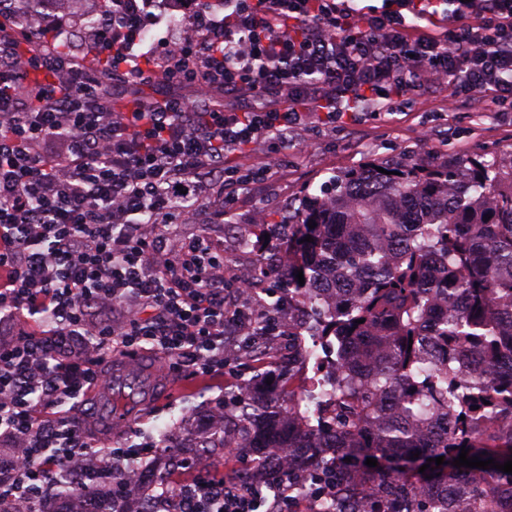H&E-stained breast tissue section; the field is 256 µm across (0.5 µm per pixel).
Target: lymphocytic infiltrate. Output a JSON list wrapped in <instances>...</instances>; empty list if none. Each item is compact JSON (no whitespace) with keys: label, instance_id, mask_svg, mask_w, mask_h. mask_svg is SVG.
Segmentation results:
<instances>
[{"label":"lymphocytic infiltrate","instance_id":"f902f5d3","mask_svg":"<svg viewBox=\"0 0 512 512\" xmlns=\"http://www.w3.org/2000/svg\"><path fill=\"white\" fill-rule=\"evenodd\" d=\"M112 0L98 42L122 93L165 85L156 102L109 107L100 80L59 52L20 60L0 38V512H33L70 458L97 498L138 505L157 446L102 448L52 409L100 387L115 356L153 352L170 373L203 378L255 336L285 335V307L240 303L246 283L224 277V252L205 235L172 242L165 229L199 206L234 215L256 180L288 160L290 134L320 115L325 134L364 107L429 84L454 105L512 104V0H203L191 35L144 49L140 8ZM447 13V26L428 24ZM150 69H142L141 59ZM58 82L17 95L28 65ZM249 100L188 109L184 90ZM263 155L248 169L231 155ZM295 471L255 470L241 484L188 485L189 512H295Z\"/></svg>","mask_w":512,"mask_h":512}]
</instances>
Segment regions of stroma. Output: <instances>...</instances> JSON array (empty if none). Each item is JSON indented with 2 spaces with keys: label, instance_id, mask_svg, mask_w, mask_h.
<instances>
[{
  "label": "stroma",
  "instance_id": "obj_1",
  "mask_svg": "<svg viewBox=\"0 0 512 512\" xmlns=\"http://www.w3.org/2000/svg\"><path fill=\"white\" fill-rule=\"evenodd\" d=\"M97 0H83L69 13L58 12L50 4L41 5L46 25L62 23L76 62L87 61L95 32L84 25L87 15L96 13ZM395 113L365 111L337 139L310 138L307 132L295 136L297 146L290 150V164L280 177L256 183L238 204L231 220L215 218L211 209L195 211L184 223L172 225L171 236L178 241L207 235L224 247V273L233 277L239 265L264 255L279 262L275 241L256 237L253 222L256 211H264L275 221L287 220L303 192H318L334 173L370 160L389 162L408 158L429 162L445 156L489 160L512 156V111L480 99L468 108L450 111L448 91L431 87L412 94L409 103L395 101ZM255 373L252 359L232 361L224 370L200 380L162 376L164 396L144 405L133 423L122 431L97 429L98 438L115 447L152 444L180 420H188L185 443H193L203 428L211 405L225 392L237 389Z\"/></svg>",
  "mask_w": 512,
  "mask_h": 512
}]
</instances>
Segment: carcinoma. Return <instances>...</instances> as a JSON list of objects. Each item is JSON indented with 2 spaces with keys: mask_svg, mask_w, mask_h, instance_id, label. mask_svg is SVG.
Returning a JSON list of instances; mask_svg holds the SVG:
<instances>
[{
  "mask_svg": "<svg viewBox=\"0 0 512 512\" xmlns=\"http://www.w3.org/2000/svg\"><path fill=\"white\" fill-rule=\"evenodd\" d=\"M56 79L32 68L24 85ZM154 97L145 83L112 111ZM376 167L336 173L286 223L255 224L284 251L256 264L288 291V378L266 388L270 372L255 374L198 447L260 448L259 467L288 449L293 468L328 482L304 512H512V474L452 465L463 448L512 460V165ZM301 336L336 349L304 390Z\"/></svg>",
  "mask_w": 512,
  "mask_h": 512,
  "instance_id": "carcinoma-1",
  "label": "carcinoma"
}]
</instances>
